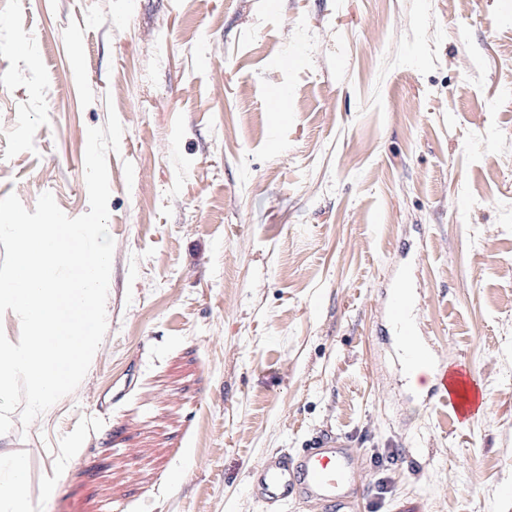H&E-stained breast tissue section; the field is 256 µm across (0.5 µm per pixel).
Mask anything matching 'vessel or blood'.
I'll list each match as a JSON object with an SVG mask.
<instances>
[{"label": "vessel or blood", "instance_id": "obj_1", "mask_svg": "<svg viewBox=\"0 0 512 512\" xmlns=\"http://www.w3.org/2000/svg\"><path fill=\"white\" fill-rule=\"evenodd\" d=\"M418 305L414 297L394 294L388 319L408 349L410 367L403 376L408 395L425 404H447L455 419H463L482 405L484 396L470 370L449 372L429 343L421 341L412 325ZM355 452L344 435L324 430L302 448L265 454L250 473L251 495L266 512L320 505L322 512H353L361 489L356 477Z\"/></svg>", "mask_w": 512, "mask_h": 512}]
</instances>
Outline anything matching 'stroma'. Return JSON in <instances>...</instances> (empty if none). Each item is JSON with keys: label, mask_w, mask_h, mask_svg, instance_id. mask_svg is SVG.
Masks as SVG:
<instances>
[{"label": "stroma", "mask_w": 512, "mask_h": 512, "mask_svg": "<svg viewBox=\"0 0 512 512\" xmlns=\"http://www.w3.org/2000/svg\"><path fill=\"white\" fill-rule=\"evenodd\" d=\"M112 111L106 334L0 440L77 449L37 512H264L251 469L324 429L355 512H512V0H0V198L88 212ZM403 279L463 421L399 383Z\"/></svg>", "instance_id": "obj_1"}]
</instances>
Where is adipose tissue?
Here are the masks:
<instances>
[{
  "mask_svg": "<svg viewBox=\"0 0 512 512\" xmlns=\"http://www.w3.org/2000/svg\"><path fill=\"white\" fill-rule=\"evenodd\" d=\"M53 455L51 466L35 480L31 477V455L28 450L0 448V512H35L30 492V483L34 480L39 483L41 497H51L76 459L77 451L58 448Z\"/></svg>",
  "mask_w": 512,
  "mask_h": 512,
  "instance_id": "adipose-tissue-1",
  "label": "adipose tissue"
}]
</instances>
